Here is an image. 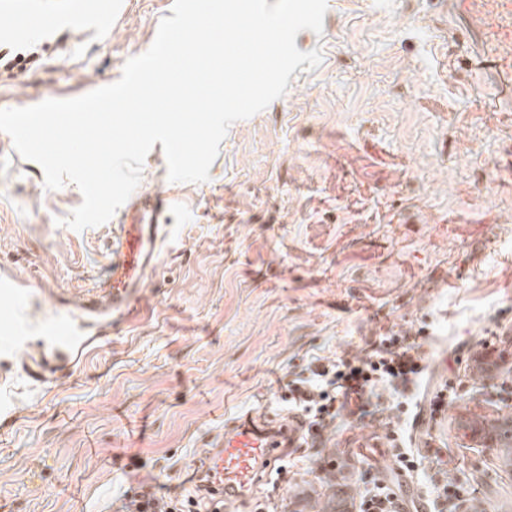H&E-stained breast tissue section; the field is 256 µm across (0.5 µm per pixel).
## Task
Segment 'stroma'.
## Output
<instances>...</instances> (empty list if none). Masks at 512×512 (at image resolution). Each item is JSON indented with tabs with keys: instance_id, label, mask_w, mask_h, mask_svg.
<instances>
[{
	"instance_id": "obj_1",
	"label": "stroma",
	"mask_w": 512,
	"mask_h": 512,
	"mask_svg": "<svg viewBox=\"0 0 512 512\" xmlns=\"http://www.w3.org/2000/svg\"><path fill=\"white\" fill-rule=\"evenodd\" d=\"M107 30L53 29L29 70H0V109L110 84L150 46L171 0H106ZM483 41L446 0H327L322 33L296 37L322 62L235 122L208 181L173 183L154 144L139 191L175 198L141 313L74 366L37 378L41 340L80 315L112 265L125 214L76 231L73 183L0 132V512H118L141 487L180 499L193 464L245 414L286 420L289 383L317 358L356 359L395 332L419 343V387L378 388L369 414H344L276 461L238 512H314L344 448L362 455L357 491L379 481L420 503L451 482L463 504L512 512V468L457 421L512 416V101L474 69ZM507 360L480 376L470 353ZM445 406L431 414L430 400ZM421 460L407 472L385 436Z\"/></svg>"
}]
</instances>
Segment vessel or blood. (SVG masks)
<instances>
[{"mask_svg": "<svg viewBox=\"0 0 512 512\" xmlns=\"http://www.w3.org/2000/svg\"><path fill=\"white\" fill-rule=\"evenodd\" d=\"M454 5L466 13L482 6L485 34L497 42L512 41V0H454ZM93 23L102 27L110 24L97 0H69L59 20L60 26L74 31ZM41 27L39 15L18 9L13 23L0 26V43L26 42ZM171 206L170 199L140 193L130 204V223L120 225L113 239L112 268L104 282L106 309L122 318H133L138 313V289L153 272L166 234L159 219ZM88 341L77 318L58 320L50 331L51 352L42 360V374L52 376L62 371ZM301 430L296 418L280 425L249 417L238 421L214 447L205 449L202 470L209 479L201 483V490L214 504L230 498L237 502L252 498L262 474L271 471L279 449L294 446Z\"/></svg>", "mask_w": 512, "mask_h": 512, "instance_id": "vessel-or-blood-1", "label": "vessel or blood"}]
</instances>
